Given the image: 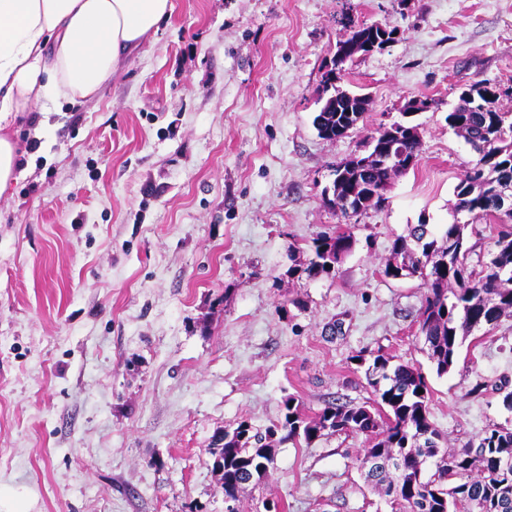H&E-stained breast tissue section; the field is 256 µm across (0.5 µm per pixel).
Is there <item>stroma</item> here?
Instances as JSON below:
<instances>
[{"instance_id":"35a3bbf8","label":"stroma","mask_w":512,"mask_h":512,"mask_svg":"<svg viewBox=\"0 0 512 512\" xmlns=\"http://www.w3.org/2000/svg\"><path fill=\"white\" fill-rule=\"evenodd\" d=\"M173 2L99 97L20 133L38 150L0 197V494L23 512H226L215 432L269 427L288 396L313 412L372 401L362 350L421 367L449 447L512 422V316L440 377L417 333L422 279L383 274L421 222L466 223L470 267L494 249L497 218L453 209L476 155L446 117L479 82L512 113V0ZM351 22L400 34L348 64L339 89L370 106L330 141L313 118ZM415 99L417 166L343 220L322 202L334 165ZM345 221L355 245L331 276H289ZM367 446L275 445L237 512H391L357 469Z\"/></svg>"}]
</instances>
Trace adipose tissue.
Segmentation results:
<instances>
[{
    "label": "adipose tissue",
    "mask_w": 512,
    "mask_h": 512,
    "mask_svg": "<svg viewBox=\"0 0 512 512\" xmlns=\"http://www.w3.org/2000/svg\"><path fill=\"white\" fill-rule=\"evenodd\" d=\"M173 0H0V195L29 170L12 127L36 102L98 97Z\"/></svg>",
    "instance_id": "obj_1"
}]
</instances>
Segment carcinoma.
<instances>
[{
	"label": "carcinoma",
	"mask_w": 512,
	"mask_h": 512,
	"mask_svg": "<svg viewBox=\"0 0 512 512\" xmlns=\"http://www.w3.org/2000/svg\"><path fill=\"white\" fill-rule=\"evenodd\" d=\"M396 29L378 24L349 26L338 44L354 55L393 42ZM341 73L324 74V105L314 118L320 137L335 140L339 130L353 128L370 101L336 87ZM496 88L478 83L462 92L448 113V126L477 153L475 163L455 187V213L475 219L497 216L495 249L481 270L467 266L469 224L454 221L436 232L425 223L392 242V258L384 275H419L426 287L418 316V335L437 376L450 372L459 349L473 331L496 325L512 313V121L492 108ZM418 126L394 122L371 137L368 150L334 167L332 195L326 207L349 219L385 202L393 180L417 164L421 151ZM355 239L351 228L322 232L312 241V257L288 268L290 276L316 279L335 272ZM368 364L365 377L375 396L363 405L327 402L310 417L290 396L281 405L283 419L265 431L243 420L216 433L209 448L213 469L220 476L224 498L236 501L246 485H257L274 463L275 441L328 434L355 433L369 448L357 459L365 481L387 498L394 512H512V427L493 424L460 447L448 450L430 421L431 390L413 363H392L382 351L351 356ZM436 460L435 470L427 462Z\"/></svg>",
	"instance_id": "1"
}]
</instances>
